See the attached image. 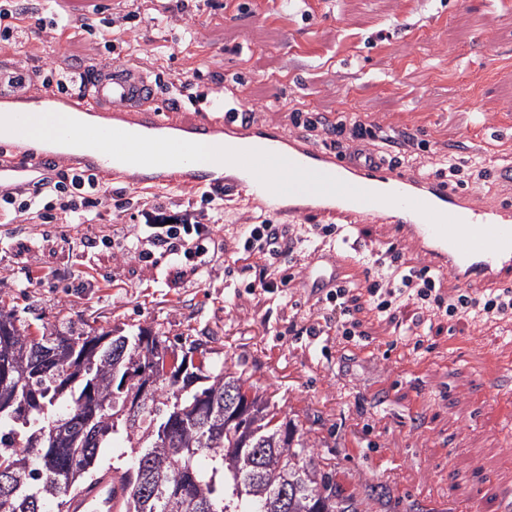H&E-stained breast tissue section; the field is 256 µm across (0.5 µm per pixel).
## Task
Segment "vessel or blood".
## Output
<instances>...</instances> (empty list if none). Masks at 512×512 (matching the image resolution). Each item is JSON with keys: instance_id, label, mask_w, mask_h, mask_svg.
I'll return each mask as SVG.
<instances>
[{"instance_id": "1", "label": "vessel or blood", "mask_w": 512, "mask_h": 512, "mask_svg": "<svg viewBox=\"0 0 512 512\" xmlns=\"http://www.w3.org/2000/svg\"><path fill=\"white\" fill-rule=\"evenodd\" d=\"M17 67L0 66V103L11 104L34 97L49 103L51 112L92 125L156 137H170L234 150H263L281 155L307 169L339 178L346 183L377 193L374 201L306 193L280 196L242 166L219 180L193 163L158 166L156 183L207 189L223 194L225 200L250 193L266 209L288 203L293 212H335L349 224L372 219L393 218L392 241L398 248L411 247L429 261L431 270L451 273L455 284L471 292L512 288V247L499 251L463 252L452 241L440 236L430 221L407 207V200L424 203L433 210L456 218L475 229L492 228L512 233V208L489 206L455 190L441 178L409 169L392 167L374 157L368 160L354 154L335 155L319 146L265 129L245 121L239 112L228 110L215 116L206 112L194 120H180L174 110L161 106L157 83L145 72L116 64L111 70L88 67L83 72L85 89L79 95L65 96L54 89L38 87L21 92L13 83ZM0 145V190L33 187L53 168L77 169L97 175L113 174L131 184L147 183L148 167L117 161L95 149L80 153H53L37 150L26 135L10 132ZM385 194L404 197V204L382 202ZM366 265L361 251L350 237L336 243L326 264L311 267L309 277L315 288L363 280ZM125 498L122 474L112 466L96 475L64 500L62 512H120Z\"/></svg>"}]
</instances>
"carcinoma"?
Instances as JSON below:
<instances>
[{
    "label": "carcinoma",
    "mask_w": 512,
    "mask_h": 512,
    "mask_svg": "<svg viewBox=\"0 0 512 512\" xmlns=\"http://www.w3.org/2000/svg\"><path fill=\"white\" fill-rule=\"evenodd\" d=\"M126 335L44 329L35 336L15 312L0 303V471L12 476L0 488V512H57L65 497L91 480L103 465L102 448H129L123 470L124 512H368L344 494L332 472L316 462L298 425L242 375L224 370L211 356L190 366L181 395L164 380L132 416L113 373L165 363H183L197 345L176 349L156 336L146 352L125 347ZM93 370L98 405L84 402L87 384L68 380ZM245 406L244 417L224 397ZM166 456L177 468L158 471ZM292 489L288 501L277 488Z\"/></svg>",
    "instance_id": "carcinoma-1"
}]
</instances>
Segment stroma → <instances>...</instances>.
Segmentation results:
<instances>
[{"label": "stroma", "mask_w": 512, "mask_h": 512, "mask_svg": "<svg viewBox=\"0 0 512 512\" xmlns=\"http://www.w3.org/2000/svg\"><path fill=\"white\" fill-rule=\"evenodd\" d=\"M96 19L133 12L142 71L168 81L200 71L192 92L219 103V78L245 97L304 101L335 117L355 112L418 135L432 150L480 154L488 180L469 193L512 205L496 172L512 166V0H201L204 39L174 48L151 0H100ZM41 74L51 62L75 71L110 66L98 39L31 42L7 49ZM114 205L148 196L198 201L178 186H131L109 176ZM86 227L0 223V299L32 334L70 326L130 335L148 327L172 344L218 350L234 372L295 418L313 452L345 492L390 491V512H500L512 507V315L493 322L448 320L436 312L422 335L408 334L421 311L401 302L395 322L368 305L354 312L356 340L335 329L305 336L320 314L315 291L296 273L287 296L258 289L261 269L216 251L209 277L156 249L152 266L86 240ZM52 271L29 278L33 264Z\"/></svg>", "instance_id": "obj_1"}]
</instances>
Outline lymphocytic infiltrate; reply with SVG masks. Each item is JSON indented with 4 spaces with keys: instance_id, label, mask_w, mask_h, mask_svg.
<instances>
[{
    "instance_id": "1",
    "label": "lymphocytic infiltrate",
    "mask_w": 512,
    "mask_h": 512,
    "mask_svg": "<svg viewBox=\"0 0 512 512\" xmlns=\"http://www.w3.org/2000/svg\"><path fill=\"white\" fill-rule=\"evenodd\" d=\"M97 34L105 50L115 53L123 39L121 33L96 31L90 16L66 15L48 20L27 15L14 0H0V49L11 47L23 36L59 40L84 34ZM294 127L310 132L317 144L344 154L351 148L376 149L400 143L398 154L389 156L392 165L410 164L425 173L438 177L457 178L461 174L483 180L488 176L482 162L452 154L435 155L426 141L410 133H397L383 123L364 121L347 112L328 118L304 109L302 102L281 104ZM111 193L100 177L80 171H61L43 178L35 193L22 189L0 192V212L14 213L24 224L92 225L99 221V208L106 204ZM200 207L185 205L175 208L173 203L145 199L139 201L133 212L135 221L126 226L121 239L105 234L100 238L104 246L119 244L121 254L138 255L150 260L153 248H166L169 255L189 262L197 275H208L211 268V246L215 226L224 214V200L211 194H201ZM302 239L299 235H284L274 224H252L235 246L238 260H259L264 274L259 280L263 291L287 295L290 276L282 274V257L296 253ZM372 278L367 283L369 304L378 315L390 311L393 301L408 297L430 302L437 277L427 267L409 268L395 276L384 269L379 259H372ZM480 310L484 319H503L512 313V289H500L474 297L458 294L449 300L445 311L449 316L467 315Z\"/></svg>"
}]
</instances>
